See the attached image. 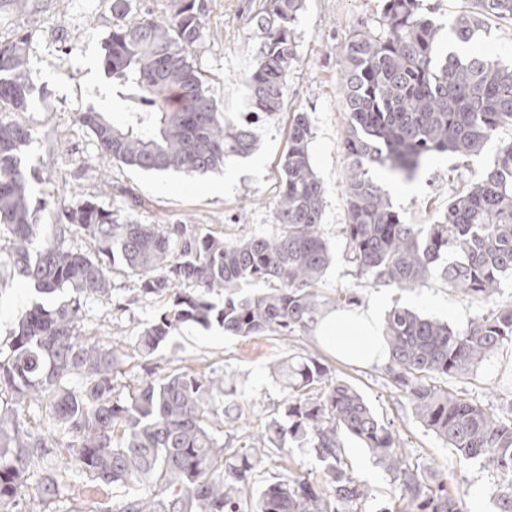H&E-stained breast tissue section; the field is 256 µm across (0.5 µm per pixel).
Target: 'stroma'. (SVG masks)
<instances>
[{
	"mask_svg": "<svg viewBox=\"0 0 512 512\" xmlns=\"http://www.w3.org/2000/svg\"><path fill=\"white\" fill-rule=\"evenodd\" d=\"M206 3L209 35L194 48L192 57L208 79L225 117L236 122L250 113L245 75L256 62L259 39L250 18L259 8V0ZM382 4L383 0H304L295 24L299 61L286 79L282 111L256 118L252 130L257 143L250 155L228 159L220 173L187 174L150 173L112 164L99 154L91 131L76 120L77 113L90 109L117 123L130 117L122 102L113 100L102 69L104 45L112 29V0H30L29 9L23 12L13 10L8 0H0V40L19 34L30 37L33 101L16 118L33 130L23 157L42 172L41 181L32 187L34 199L95 195L111 206L133 197L139 202L136 217L144 224H197L229 240L251 234L273 235L278 231L274 205L288 128L293 113L304 112L311 123V161L326 189L322 232L336 255L322 286L329 294L351 286L360 300H368L378 293V285L355 279L343 257L346 161L340 143L347 114L341 103L338 47L353 29L372 25L381 14ZM510 140L512 126H506L479 154L434 155L416 180L404 184L401 196L391 198V205L407 223H433L449 198L466 188L476 172L490 166L500 144ZM112 284L111 303L94 305L83 330L105 339L120 337L130 344L163 302L148 300L122 309L133 281L117 269ZM389 294L391 307L413 309L458 328L488 310L487 304L468 300L436 278L429 279L424 287L393 288ZM62 298L59 292L42 294L21 281H5L0 286V346L9 342L17 318L31 305L48 307ZM301 355L325 360L380 416L394 419L402 438L414 450L411 464L456 472L466 504L476 505L478 512H497L490 494V472L479 462L459 459L409 410L401 408L379 367L341 361L315 337L228 336L217 327L186 326L150 361L128 360L120 382L129 391L150 372L161 376L176 369L203 372L221 368L237 375L239 401L249 422L256 425L284 397L282 388L269 375V365ZM454 384L480 403L512 407V346L483 362L476 374L455 379ZM346 459L371 489L372 496L361 512H376L397 495L389 476L357 442L347 441Z\"/></svg>",
	"mask_w": 512,
	"mask_h": 512,
	"instance_id": "35a3bbf8",
	"label": "stroma"
}]
</instances>
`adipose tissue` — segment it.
Listing matches in <instances>:
<instances>
[{
  "mask_svg": "<svg viewBox=\"0 0 512 512\" xmlns=\"http://www.w3.org/2000/svg\"><path fill=\"white\" fill-rule=\"evenodd\" d=\"M385 298L325 314L316 325V334L338 359L353 364L383 365Z\"/></svg>",
  "mask_w": 512,
  "mask_h": 512,
  "instance_id": "obj_1",
  "label": "adipose tissue"
}]
</instances>
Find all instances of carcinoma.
<instances>
[{
	"instance_id": "carcinoma-1",
	"label": "carcinoma",
	"mask_w": 512,
	"mask_h": 512,
	"mask_svg": "<svg viewBox=\"0 0 512 512\" xmlns=\"http://www.w3.org/2000/svg\"><path fill=\"white\" fill-rule=\"evenodd\" d=\"M163 16L129 18V0H112L113 23L102 68L112 95L132 114L125 124L101 112L77 120L101 155L143 171L213 172L255 147L251 121L224 117L192 60L207 37L206 0H165ZM302 0H260L257 63L246 76L253 114L283 107L286 78L298 63L293 24ZM512 19V0H473L448 23L460 55L437 49L438 28L420 0H384L379 29H356L339 46L347 128L344 252L354 275L414 288L436 275L465 296L490 303L512 276V142L493 165L448 199L431 224H408L392 209L373 171L415 180L437 153L473 155L512 125V64L474 46L484 19ZM29 37L0 41V108L24 111L34 88ZM32 129L0 118V268L44 294L67 299L34 305L0 349V512H24L30 470L40 464L35 495L61 507L88 489V512H359L371 491L345 462V441L365 448L399 495L379 512H465L448 472L407 460L392 419H383L349 382L316 357L283 358L269 374L286 392L281 409L233 445L239 427L238 383L226 371L176 370L118 391L128 358L145 361L188 325L219 326L231 336H309L326 310L359 302L352 287L320 288L332 252L321 231L325 190L311 164L307 113L293 115L274 207L275 237L234 241L196 224H142L129 206L94 199L33 202L38 170L23 160ZM54 210V233L31 251L37 211ZM94 245L82 251L75 239ZM137 284L133 305L165 304L128 347L82 332L92 305L112 299V265ZM272 287L242 292V285ZM383 377L415 418L459 456L478 461L497 481L498 512H512V415L456 389L433 384L473 374L512 345V301L457 329L408 309L385 320ZM42 432L21 429L19 411ZM309 449L320 470L291 471L256 485V473L288 443ZM122 484L136 493L108 508L99 489Z\"/></svg>"
}]
</instances>
